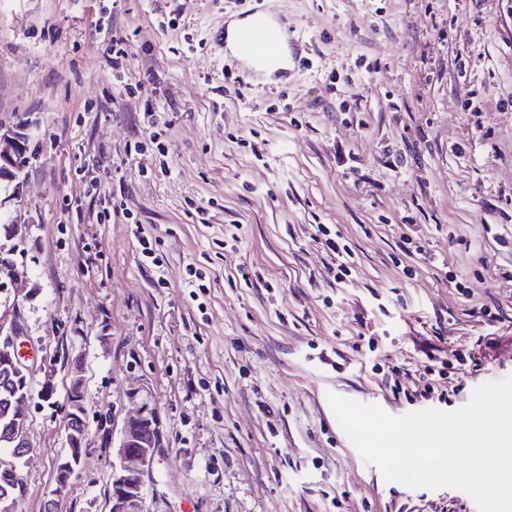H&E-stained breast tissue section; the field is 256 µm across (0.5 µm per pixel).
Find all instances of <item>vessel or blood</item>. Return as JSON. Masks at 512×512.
I'll return each mask as SVG.
<instances>
[{
  "label": "vessel or blood",
  "instance_id": "obj_1",
  "mask_svg": "<svg viewBox=\"0 0 512 512\" xmlns=\"http://www.w3.org/2000/svg\"><path fill=\"white\" fill-rule=\"evenodd\" d=\"M215 39L237 58L253 83L287 81L302 62V47L275 9L258 5L229 17Z\"/></svg>",
  "mask_w": 512,
  "mask_h": 512
}]
</instances>
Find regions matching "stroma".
<instances>
[{
    "mask_svg": "<svg viewBox=\"0 0 512 512\" xmlns=\"http://www.w3.org/2000/svg\"><path fill=\"white\" fill-rule=\"evenodd\" d=\"M240 2L0 0V142L29 160L0 208L30 226L26 344L54 357L57 386L30 411L18 512H110L112 429L135 392L162 429L146 512H478L462 490L386 481L327 395L410 413L375 364L415 371L424 347L473 342L469 310L494 301L486 372L438 408L512 375V0H270L309 66L259 87L212 41ZM101 26L126 41L124 78ZM149 75L161 151L130 92ZM115 203L160 265L122 214L97 223ZM320 224L354 252L346 282L325 274ZM404 234L425 252L396 264ZM76 364L89 445L57 497Z\"/></svg>",
    "mask_w": 512,
    "mask_h": 512,
    "instance_id": "1",
    "label": "stroma"
}]
</instances>
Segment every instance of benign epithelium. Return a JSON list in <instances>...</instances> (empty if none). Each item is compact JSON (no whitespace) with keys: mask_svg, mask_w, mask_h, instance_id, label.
I'll use <instances>...</instances> for the list:
<instances>
[{"mask_svg":"<svg viewBox=\"0 0 512 512\" xmlns=\"http://www.w3.org/2000/svg\"><path fill=\"white\" fill-rule=\"evenodd\" d=\"M27 164L25 152L5 151L0 154V166L21 172ZM29 226L17 224L6 234L0 244V258L11 260L8 276L0 280V289L14 295L11 303L0 305V369L13 381L15 391L11 400L12 460L0 463V482L15 489L20 484L18 463L30 459L28 441V408L34 398L30 391L32 367L19 356V347L28 336L26 321L20 318L17 297L31 300L34 292H23L29 281V268L24 261ZM44 379L41 394L50 398L56 392L53 381V364L41 359ZM85 391L81 379L72 381L67 393L68 411L65 420L68 452L56 464V495L67 488L77 471L76 463L82 459L88 437L84 421ZM161 447V432L157 417L142 406H137L125 418L121 431L117 460L112 463L111 512H144V481Z\"/></svg>","mask_w":512,"mask_h":512,"instance_id":"7a95c632","label":"benign epithelium"}]
</instances>
